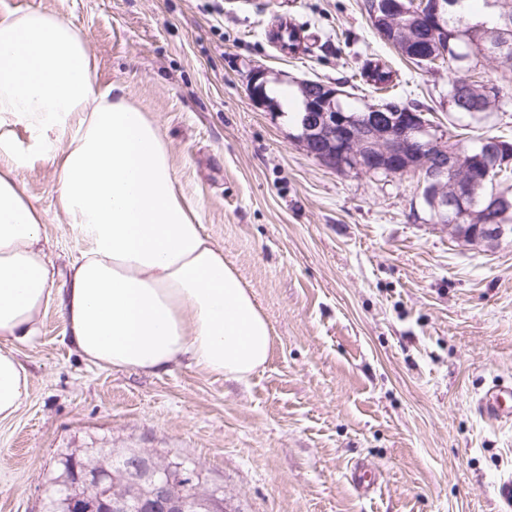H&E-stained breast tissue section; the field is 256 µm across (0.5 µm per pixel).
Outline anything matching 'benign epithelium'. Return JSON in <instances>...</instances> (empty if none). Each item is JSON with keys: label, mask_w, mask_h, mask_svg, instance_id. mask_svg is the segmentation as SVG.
Returning <instances> with one entry per match:
<instances>
[{"label": "benign epithelium", "mask_w": 512, "mask_h": 512, "mask_svg": "<svg viewBox=\"0 0 512 512\" xmlns=\"http://www.w3.org/2000/svg\"><path fill=\"white\" fill-rule=\"evenodd\" d=\"M413 17L419 27L441 25L448 11V0H417ZM267 71L258 66L250 75V94L260 104H271L265 95ZM308 105L306 135L298 137L306 152L321 165L339 173H364L387 176L420 174V187L434 221L448 230L454 240L493 248L512 236V224H502L499 217L486 224L464 221L473 183L467 178L472 156L454 153L438 134L431 121L417 112L348 113L335 87L310 81L298 84ZM452 187H447V184ZM456 220L447 223L448 215ZM133 490L128 495L115 491L112 475L104 467L82 468L70 463L71 478L66 505L74 512H130L137 504L139 512H155L161 501L176 512H196L201 501L176 493L171 479L130 454Z\"/></svg>", "instance_id": "obj_1"}]
</instances>
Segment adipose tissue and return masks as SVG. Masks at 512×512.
<instances>
[{"instance_id":"ef3b65f1","label":"adipose tissue","mask_w":512,"mask_h":512,"mask_svg":"<svg viewBox=\"0 0 512 512\" xmlns=\"http://www.w3.org/2000/svg\"><path fill=\"white\" fill-rule=\"evenodd\" d=\"M96 86L84 35L53 14H0V422L29 398L20 344L57 308L96 366L155 375L181 361L243 381L268 361L272 327L176 186L158 127ZM27 124L28 149L1 129ZM69 131L65 149L49 134ZM59 170L58 207L84 246L59 273L19 175Z\"/></svg>"}]
</instances>
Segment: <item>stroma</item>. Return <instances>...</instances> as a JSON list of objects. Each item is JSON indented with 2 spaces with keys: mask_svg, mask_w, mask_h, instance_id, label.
Listing matches in <instances>:
<instances>
[{
  "mask_svg": "<svg viewBox=\"0 0 512 512\" xmlns=\"http://www.w3.org/2000/svg\"><path fill=\"white\" fill-rule=\"evenodd\" d=\"M55 14L87 39L94 80L119 84L158 125L197 223L251 288L273 329L266 366L244 381L189 362L144 375L84 361L56 309L19 348L30 397L0 422V512H42L61 453L135 448L197 464L227 512H499L512 475V424L478 409L512 383V241L452 240L421 203L415 175L339 173L310 157L269 95L318 80L345 104L378 101L366 60L394 73L389 100L419 107L466 141L512 133V67L478 62L497 111H450L448 73L418 67L373 28L367 0H0V12ZM302 51L269 39L280 19ZM44 212L47 252L64 266L82 247L57 206L43 159L20 174ZM378 473L364 496L357 463ZM250 94L253 100L259 105L267 104V107L271 106V101L274 102L273 98H270L271 101L265 95V88L267 86V71L263 67H256L252 70L250 75Z\"/></svg>",
  "mask_w": 512,
  "mask_h": 512,
  "instance_id": "35a3bbf8",
  "label": "stroma"
}]
</instances>
